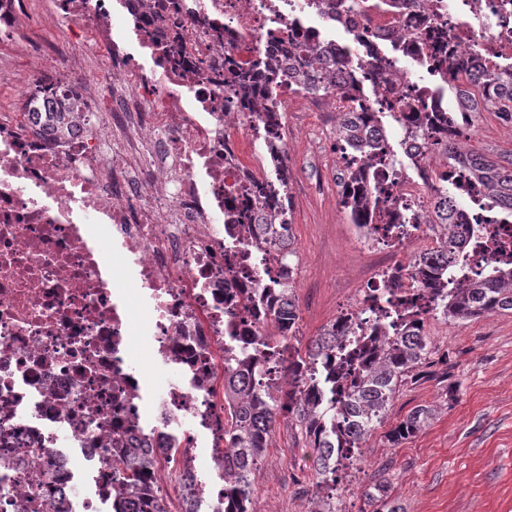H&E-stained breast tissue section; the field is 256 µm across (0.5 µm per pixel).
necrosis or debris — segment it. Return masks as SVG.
Returning a JSON list of instances; mask_svg holds the SVG:
<instances>
[{
	"label": "necrosis or debris",
	"mask_w": 512,
	"mask_h": 512,
	"mask_svg": "<svg viewBox=\"0 0 512 512\" xmlns=\"http://www.w3.org/2000/svg\"><path fill=\"white\" fill-rule=\"evenodd\" d=\"M35 14L67 19L70 36L25 44L21 72L0 55V96L14 102L0 111V512H49L57 497L68 512H108L112 451L142 441L157 458L153 490L187 471L197 512L223 508L224 350L262 328L224 303L282 271L233 218L288 219L278 169L255 150L268 139L289 155L288 128L269 127L268 111H339L354 77L370 111L396 114L384 136L409 168L338 145L342 165L390 201L358 227L360 247L385 245V227L404 222L407 242L436 237L415 221L432 173L451 185L459 223L483 228L474 269L512 249V226L470 169L398 119L456 111L450 58L476 51L484 69H512V0H0V41ZM307 47L334 62L335 85L317 96L289 79ZM256 64L251 105L224 75ZM48 81L81 113L61 139L37 134L27 111ZM136 339L177 375L158 397L130 364ZM28 448L43 449L55 484Z\"/></svg>",
	"instance_id": "4bbe7bcc"
}]
</instances>
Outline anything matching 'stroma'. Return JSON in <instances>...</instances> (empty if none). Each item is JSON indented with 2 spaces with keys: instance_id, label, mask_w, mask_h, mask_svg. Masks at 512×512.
<instances>
[{
  "instance_id": "stroma-1",
  "label": "stroma",
  "mask_w": 512,
  "mask_h": 512,
  "mask_svg": "<svg viewBox=\"0 0 512 512\" xmlns=\"http://www.w3.org/2000/svg\"><path fill=\"white\" fill-rule=\"evenodd\" d=\"M293 143L288 160L299 345L317 336L344 309L371 273L411 252L367 251L352 239L340 202L335 154L337 115L302 108L288 114ZM464 148L485 155H512V118L479 112ZM448 360L449 402L438 380L422 377L401 388L387 424L414 406L435 408L414 438L388 448L380 436L367 442L361 464L339 470L333 490L313 481L314 450L294 422L280 421L255 470V512H317L332 498L339 512H375L367 490L376 477L389 483L398 512H512V314L489 313L458 323L438 321L431 331Z\"/></svg>"
}]
</instances>
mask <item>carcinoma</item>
Masks as SVG:
<instances>
[{
	"label": "carcinoma",
	"mask_w": 512,
	"mask_h": 512,
	"mask_svg": "<svg viewBox=\"0 0 512 512\" xmlns=\"http://www.w3.org/2000/svg\"><path fill=\"white\" fill-rule=\"evenodd\" d=\"M292 75L307 90L329 83V60L320 50L308 48L294 58ZM465 72L474 81L487 79L490 88L471 89L458 98V105L472 112H512V71L485 76L481 58L472 54L450 64L449 73ZM357 112L339 113L337 134L371 160L394 167L398 160L384 149L380 139L385 127L383 113L362 112L361 99L349 97ZM40 131L62 137L80 114L67 108L40 104L32 109ZM455 112H413L408 119L412 139L429 136L435 124L453 126ZM436 148L451 163L468 164L489 197L512 213V156L495 159L466 151L448 139ZM341 204L355 224H366L381 210L384 201L366 184L361 170H350L339 181ZM429 210L423 218L440 226V249L412 264L414 287L428 293L432 314L442 319L467 321L491 312L512 313V259H490L486 273L472 278L467 265L466 239L477 244L481 228L454 223L448 185L431 186ZM259 246L271 248L286 259L281 281L273 288H243L245 303L265 301L267 315L276 333L245 339L238 356L224 359V510L253 512L251 475L267 454L275 426L280 419L296 420L305 439L316 450L313 480L316 486L336 477L344 462L355 457L366 440L382 426L400 388L414 383L421 369L429 367L434 353L426 325L409 312L404 327L391 332L385 317L374 321L369 336L356 348L347 344V319L339 318L313 338L305 348L291 344L299 319L293 283V231L290 224H270L263 215L258 222L244 225ZM434 409L418 405L383 435V442L396 446L415 437L433 417ZM125 490L138 497V512H167L164 497L142 496L156 467L154 451L144 444L114 448Z\"/></svg>",
	"instance_id": "1"
}]
</instances>
